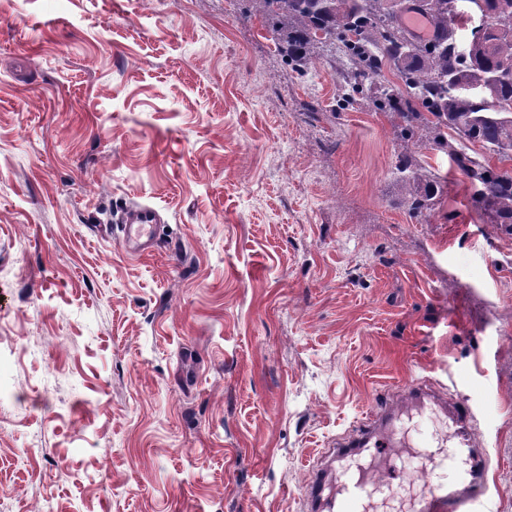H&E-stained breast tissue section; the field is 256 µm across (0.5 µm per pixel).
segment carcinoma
<instances>
[{"instance_id": "1", "label": "carcinoma", "mask_w": 512, "mask_h": 512, "mask_svg": "<svg viewBox=\"0 0 512 512\" xmlns=\"http://www.w3.org/2000/svg\"><path fill=\"white\" fill-rule=\"evenodd\" d=\"M254 14L284 43L288 62L306 67L311 49L320 43L340 44L357 75L380 82L381 107L406 108L397 113L395 133L448 149L442 130L450 129L468 143L512 160V121L492 118L491 103L512 104V0H481L491 23L472 30L467 53L459 51L463 13L448 10V0H248ZM391 65L410 98L381 83ZM477 88L483 97L459 95L453 89ZM457 165L479 183L475 205L490 223L512 235V172L482 165L464 152L452 151ZM397 173L405 182L424 183L423 194H409V210L429 208L435 180L417 168L407 154Z\"/></svg>"}]
</instances>
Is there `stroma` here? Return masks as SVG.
<instances>
[{"label": "stroma", "instance_id": "1", "mask_svg": "<svg viewBox=\"0 0 512 512\" xmlns=\"http://www.w3.org/2000/svg\"><path fill=\"white\" fill-rule=\"evenodd\" d=\"M345 72L287 65L246 0H0V512H309L415 380L512 512V235ZM397 173L399 174L400 178L405 182H411L413 184L420 185L423 182L427 185V190L425 191L424 195L419 194L418 192L415 193L413 191L409 194L408 198V206L410 211L413 214H422L424 210H427L429 208V201L431 197V193H434V191H438V184L437 181L430 179L427 177V175L423 174L420 168H417L413 158L407 154H402L397 162L396 165ZM434 183V184H433ZM120 243L131 254L150 252L155 247L154 231L161 222L158 209L149 205L130 207L121 218Z\"/></svg>", "mask_w": 512, "mask_h": 512}]
</instances>
